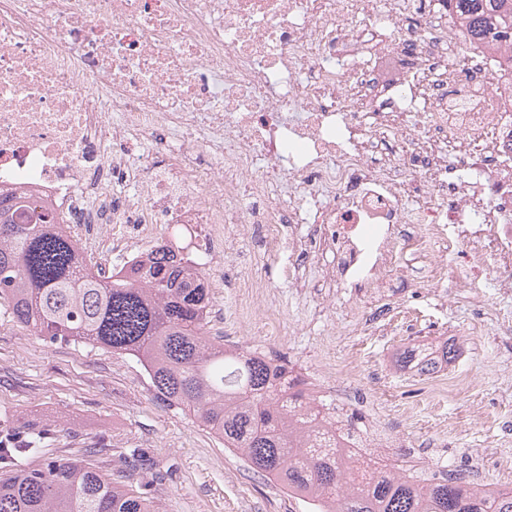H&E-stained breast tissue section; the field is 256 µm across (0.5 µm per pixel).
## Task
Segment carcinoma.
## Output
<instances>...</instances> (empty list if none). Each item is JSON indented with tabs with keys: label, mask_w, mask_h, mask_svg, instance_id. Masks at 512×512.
Masks as SVG:
<instances>
[{
	"label": "carcinoma",
	"mask_w": 512,
	"mask_h": 512,
	"mask_svg": "<svg viewBox=\"0 0 512 512\" xmlns=\"http://www.w3.org/2000/svg\"><path fill=\"white\" fill-rule=\"evenodd\" d=\"M473 43L512 41V0H447ZM0 303L43 340L135 357L155 395L187 409L224 447L307 500L312 512H512V488L415 479L353 461L330 444L326 420L299 417L302 392L284 364L228 351L208 334L210 298L201 274L166 242L109 277L83 258L60 224L34 216L0 188ZM454 345L403 351L402 368L440 372ZM45 432H0V512H158L146 493L79 459L32 466Z\"/></svg>",
	"instance_id": "carcinoma-1"
}]
</instances>
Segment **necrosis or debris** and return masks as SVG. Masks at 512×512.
<instances>
[{"mask_svg":"<svg viewBox=\"0 0 512 512\" xmlns=\"http://www.w3.org/2000/svg\"><path fill=\"white\" fill-rule=\"evenodd\" d=\"M509 57L446 0H0V186L90 257L91 226L127 262L177 225L212 288L254 232L292 288L312 265L329 294L373 295L411 281L406 257L461 253L456 287L491 260L511 294ZM339 371L307 397L341 447H395V426L339 420Z\"/></svg>","mask_w":512,"mask_h":512,"instance_id":"4bbe7bcc","label":"necrosis or debris"}]
</instances>
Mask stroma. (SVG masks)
<instances>
[{
	"instance_id": "35a3bbf8",
	"label": "stroma",
	"mask_w": 512,
	"mask_h": 512,
	"mask_svg": "<svg viewBox=\"0 0 512 512\" xmlns=\"http://www.w3.org/2000/svg\"><path fill=\"white\" fill-rule=\"evenodd\" d=\"M257 281L281 321L282 335L241 327L224 345L285 363L315 376L325 359L349 361L339 382L354 412L384 414L416 456L443 458L460 470L480 465L484 480L503 482L495 451L512 456V334L498 326L512 301L489 287L490 266L471 274L483 282L480 301L454 290L399 288L371 301L384 332L355 333V298L317 288L298 292L280 281L277 265L255 238L233 242L224 255L226 287L212 299L225 319L237 317L240 274ZM444 336L458 348L455 362L438 376L400 368L399 353ZM49 429L43 457L87 458L113 472L134 450L151 459L133 472L159 512H305L298 499L255 473L236 453L185 412L157 400L135 359L103 349L49 344L11 321L0 306V429ZM164 481H156V471Z\"/></svg>"
}]
</instances>
